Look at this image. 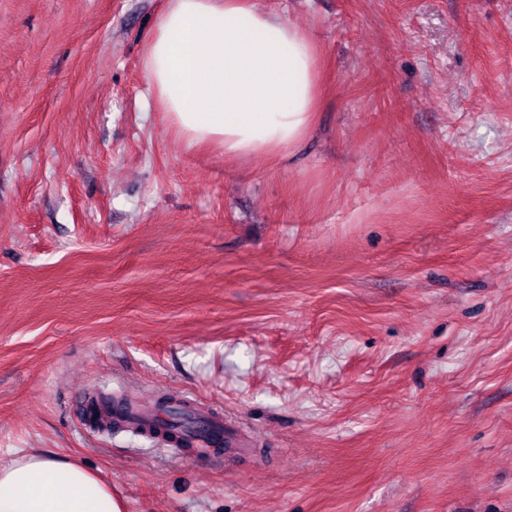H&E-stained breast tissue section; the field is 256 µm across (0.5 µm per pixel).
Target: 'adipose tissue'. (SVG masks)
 <instances>
[{"instance_id": "ef3b65f1", "label": "adipose tissue", "mask_w": 512, "mask_h": 512, "mask_svg": "<svg viewBox=\"0 0 512 512\" xmlns=\"http://www.w3.org/2000/svg\"><path fill=\"white\" fill-rule=\"evenodd\" d=\"M147 92L187 146L246 161L294 153L322 108L314 36L254 0H167L145 55ZM112 485L34 449L0 460V512H124Z\"/></svg>"}]
</instances>
